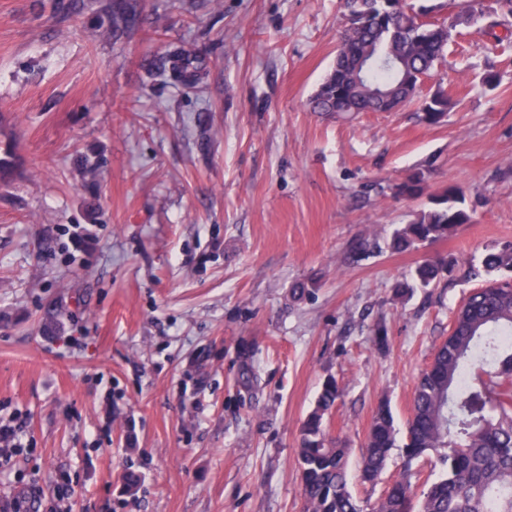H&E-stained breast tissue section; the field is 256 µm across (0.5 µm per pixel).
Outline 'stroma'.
<instances>
[{
  "label": "stroma",
  "instance_id": "stroma-1",
  "mask_svg": "<svg viewBox=\"0 0 512 512\" xmlns=\"http://www.w3.org/2000/svg\"><path fill=\"white\" fill-rule=\"evenodd\" d=\"M110 2L65 18L0 0V154L16 157L0 183V417L25 442L0 506L304 512L297 437L330 375L327 429L375 502L402 465L395 448L379 481L359 479L376 406L404 425L474 286L399 299L396 283L512 241V47L482 19L451 38L422 86L455 102L439 125L413 103L342 120L309 108L341 0H139L117 39ZM179 44L205 67L189 92L145 72ZM419 169L429 190L461 188L472 221L393 254L387 236L425 204L393 186ZM307 279L314 295L294 299Z\"/></svg>",
  "mask_w": 512,
  "mask_h": 512
}]
</instances>
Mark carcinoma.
Returning <instances> with one entry per match:
<instances>
[{
  "mask_svg": "<svg viewBox=\"0 0 512 512\" xmlns=\"http://www.w3.org/2000/svg\"><path fill=\"white\" fill-rule=\"evenodd\" d=\"M66 15L78 14L85 0H53ZM351 24L342 28L334 65L310 98L312 111L341 116L345 112H393L419 103V119L427 126L442 122L452 106L447 92L424 99L405 83L413 72L429 74L443 60L452 27L417 21L393 13L392 0H344ZM484 0H467L456 24L488 18ZM138 0H112V36L137 24ZM374 61L358 73L359 60ZM202 62L191 50L175 46L148 68L184 89L201 79ZM427 177L416 172L395 187L399 195L427 196L415 218L392 230L387 248L405 252L423 243L446 240L470 222L453 186L425 194ZM458 262L427 259L410 272V282L396 285L399 295L414 283L427 288L452 279ZM466 276L484 279L458 306L446 336L415 387L405 440L397 444L390 406L378 404L363 448L360 477L375 482L386 468L391 449L403 448L400 476L373 505L363 506L350 489L348 451L327 431L325 416L336 405L341 388L332 376L321 385L314 409L297 439L305 512H512V244L485 249L479 260L466 262ZM443 451L442 475L421 493L413 490L410 471L415 460Z\"/></svg>",
  "mask_w": 512,
  "mask_h": 512,
  "instance_id": "1",
  "label": "carcinoma"
}]
</instances>
